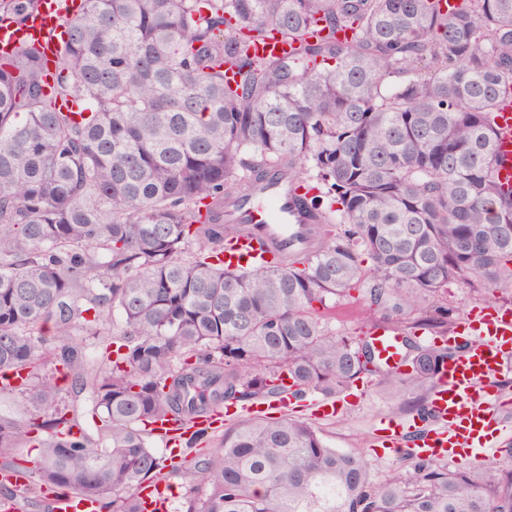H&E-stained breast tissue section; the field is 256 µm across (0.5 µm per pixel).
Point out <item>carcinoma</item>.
<instances>
[{"instance_id":"1","label":"carcinoma","mask_w":512,"mask_h":512,"mask_svg":"<svg viewBox=\"0 0 512 512\" xmlns=\"http://www.w3.org/2000/svg\"><path fill=\"white\" fill-rule=\"evenodd\" d=\"M37 2L0 0V23ZM82 2L55 85L35 45L0 57V397L24 406L0 411V470L40 449L0 502L50 510L52 485L96 512H145L138 493L166 468L154 420L336 397L368 376L400 387L320 314L358 285L366 318L441 336L448 285L512 292V188L493 175L512 0ZM272 31L292 51L255 58ZM270 168L321 217L319 244L226 268L224 197ZM115 318L100 357L87 337ZM404 349L420 383L455 354ZM170 474L186 512H512V448L469 471L419 459L377 484L288 416L241 419Z\"/></svg>"}]
</instances>
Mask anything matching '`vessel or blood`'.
I'll list each match as a JSON object with an SVG mask.
<instances>
[{
	"label": "vessel or blood",
	"instance_id": "vessel-or-blood-1",
	"mask_svg": "<svg viewBox=\"0 0 512 512\" xmlns=\"http://www.w3.org/2000/svg\"><path fill=\"white\" fill-rule=\"evenodd\" d=\"M64 5L65 0H39L25 23L0 26V54L33 42L40 46L47 63H54ZM290 50L288 41L274 35L256 43L252 53L263 59L282 56ZM494 173L500 186L512 187V105L502 107L496 117ZM224 219L239 227L232 248L224 252V263L228 266L282 259L293 251L311 250L315 240L313 221L300 213L287 181L273 173L257 182L249 197L226 198ZM464 330V336H447L448 344L460 346L461 352L439 374L429 402L433 427L419 434L414 445L417 456L451 460L465 455L478 461L498 442L499 415L505 403L494 383L512 364V309L502 307L480 313L469 320ZM373 348L384 364L401 370L397 333L379 332L373 339ZM236 413V407L222 405L209 415L192 420L155 421L150 430L165 447L174 449L198 430L218 431ZM418 426L414 419L380 417L374 424L376 442L381 447L399 450L405 444V433L417 432ZM54 495L57 512H95L89 500L59 489Z\"/></svg>",
	"mask_w": 512,
	"mask_h": 512
}]
</instances>
